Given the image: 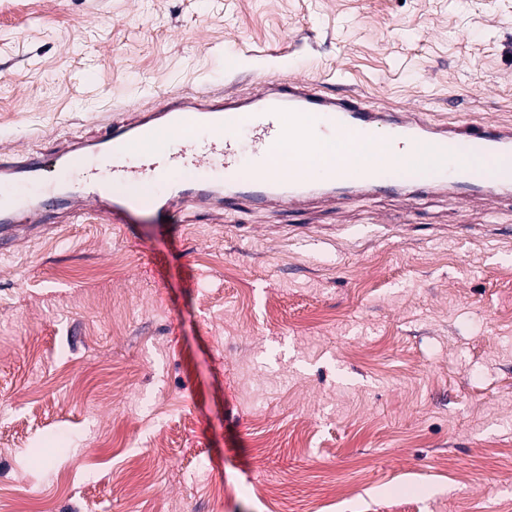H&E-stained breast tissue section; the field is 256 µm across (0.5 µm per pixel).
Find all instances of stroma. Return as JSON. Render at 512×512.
<instances>
[{"mask_svg": "<svg viewBox=\"0 0 512 512\" xmlns=\"http://www.w3.org/2000/svg\"><path fill=\"white\" fill-rule=\"evenodd\" d=\"M269 75L512 123V0H0V157ZM62 198L0 252V512H270L258 481L280 512L319 484L345 492L320 512H512V201L109 224Z\"/></svg>", "mask_w": 512, "mask_h": 512, "instance_id": "1", "label": "stroma"}]
</instances>
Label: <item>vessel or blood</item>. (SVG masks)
Segmentation results:
<instances>
[{"mask_svg": "<svg viewBox=\"0 0 512 512\" xmlns=\"http://www.w3.org/2000/svg\"><path fill=\"white\" fill-rule=\"evenodd\" d=\"M237 122L246 126L248 143L228 134ZM161 132L170 139L151 159L127 153L129 142ZM329 135L348 137L362 160L379 154L386 140L401 149L431 140L444 147L466 143L481 151L512 154L511 124H437L411 110L378 108L348 87L335 91L277 79L259 81L247 97L187 93L112 124L97 138L71 143L52 159L23 154L1 165L0 245L13 240L16 218L42 223L44 215L32 204L28 189L43 182L50 166L68 185L67 207L107 214L115 224L124 223L134 211L173 212L187 203L224 213L243 202L283 210L316 198L344 204L355 195L381 191L414 198L443 190L464 202L512 195V177L491 182L472 178L460 170L453 153L441 179L395 178L389 155L380 166L340 165L317 180L295 164L274 165L273 157L282 148L303 155ZM245 157L249 172L240 178L236 172Z\"/></svg>", "mask_w": 512, "mask_h": 512, "instance_id": "vessel-or-blood-1", "label": "vessel or blood"}]
</instances>
